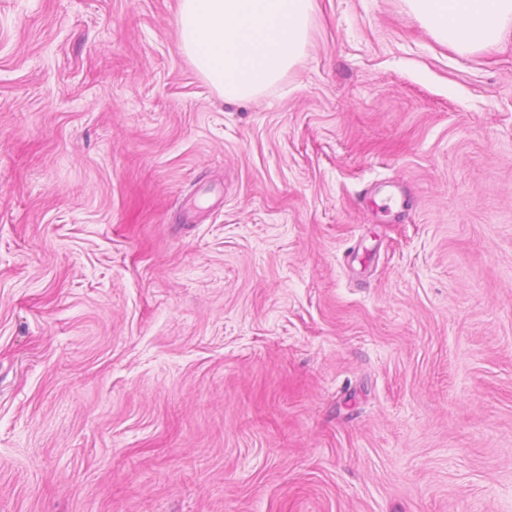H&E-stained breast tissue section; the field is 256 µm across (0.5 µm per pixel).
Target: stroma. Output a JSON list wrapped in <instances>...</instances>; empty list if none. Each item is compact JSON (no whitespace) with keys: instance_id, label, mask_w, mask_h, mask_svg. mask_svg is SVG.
Masks as SVG:
<instances>
[{"instance_id":"1","label":"stroma","mask_w":512,"mask_h":512,"mask_svg":"<svg viewBox=\"0 0 512 512\" xmlns=\"http://www.w3.org/2000/svg\"><path fill=\"white\" fill-rule=\"evenodd\" d=\"M177 3L0 0V512H512V38L227 102Z\"/></svg>"}]
</instances>
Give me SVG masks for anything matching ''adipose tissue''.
Returning <instances> with one entry per match:
<instances>
[{"instance_id":"1","label":"adipose tissue","mask_w":512,"mask_h":512,"mask_svg":"<svg viewBox=\"0 0 512 512\" xmlns=\"http://www.w3.org/2000/svg\"><path fill=\"white\" fill-rule=\"evenodd\" d=\"M409 12L441 45L469 54L512 31V0H405Z\"/></svg>"}]
</instances>
